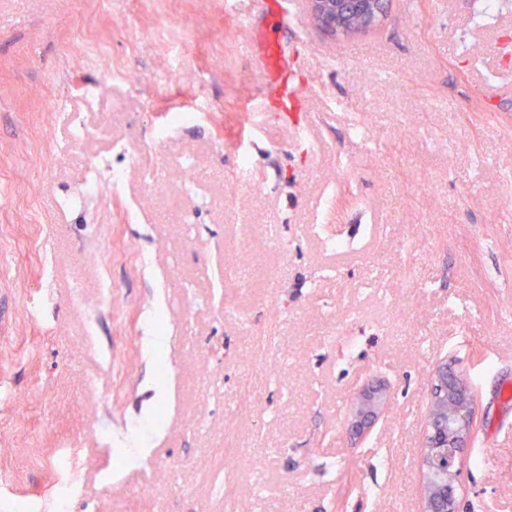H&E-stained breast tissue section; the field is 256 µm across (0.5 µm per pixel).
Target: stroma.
I'll list each match as a JSON object with an SVG mask.
<instances>
[{"instance_id": "35a3bbf8", "label": "stroma", "mask_w": 512, "mask_h": 512, "mask_svg": "<svg viewBox=\"0 0 512 512\" xmlns=\"http://www.w3.org/2000/svg\"><path fill=\"white\" fill-rule=\"evenodd\" d=\"M247 13L304 58L298 100L252 111ZM90 26L122 80L74 65ZM182 109L200 116L154 144ZM74 116L111 139L75 140ZM93 162L123 186L85 205ZM443 360L494 444L463 452V512H512V0H388L350 39L262 0H0V512H332L338 463L346 512H423ZM384 401L385 394L381 390L361 393L353 410L352 431L360 436L368 433L378 421Z\"/></svg>"}]
</instances>
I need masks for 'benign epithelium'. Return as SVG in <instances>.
<instances>
[{
    "mask_svg": "<svg viewBox=\"0 0 512 512\" xmlns=\"http://www.w3.org/2000/svg\"><path fill=\"white\" fill-rule=\"evenodd\" d=\"M313 21L331 35L351 36L377 26L385 15L384 0H307ZM385 394L380 390L359 395L351 429L363 436L376 424ZM430 415L425 433L426 470L440 471L447 478V503L442 512H457L456 487L462 475L461 457L471 441L477 408L464 378L442 364L430 384Z\"/></svg>",
    "mask_w": 512,
    "mask_h": 512,
    "instance_id": "obj_1",
    "label": "benign epithelium"
}]
</instances>
